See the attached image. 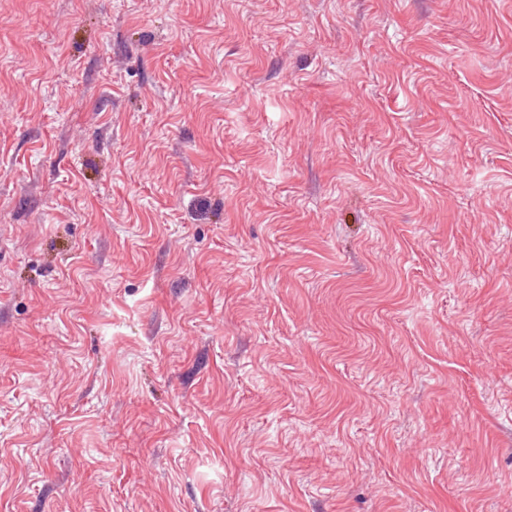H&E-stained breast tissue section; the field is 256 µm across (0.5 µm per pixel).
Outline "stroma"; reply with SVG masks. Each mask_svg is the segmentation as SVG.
I'll return each instance as SVG.
<instances>
[{
  "label": "stroma",
  "mask_w": 512,
  "mask_h": 512,
  "mask_svg": "<svg viewBox=\"0 0 512 512\" xmlns=\"http://www.w3.org/2000/svg\"><path fill=\"white\" fill-rule=\"evenodd\" d=\"M0 512H512V0H0Z\"/></svg>",
  "instance_id": "stroma-1"
}]
</instances>
